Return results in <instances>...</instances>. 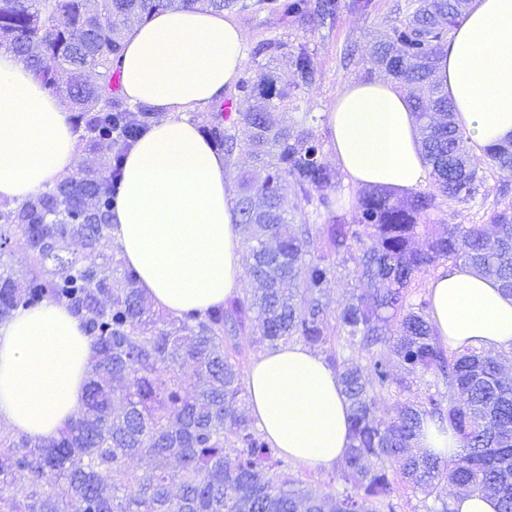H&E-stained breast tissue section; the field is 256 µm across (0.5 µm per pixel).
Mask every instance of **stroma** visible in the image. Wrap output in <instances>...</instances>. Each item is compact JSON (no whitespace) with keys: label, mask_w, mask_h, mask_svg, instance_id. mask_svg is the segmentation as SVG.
I'll return each mask as SVG.
<instances>
[{"label":"stroma","mask_w":512,"mask_h":512,"mask_svg":"<svg viewBox=\"0 0 512 512\" xmlns=\"http://www.w3.org/2000/svg\"><path fill=\"white\" fill-rule=\"evenodd\" d=\"M369 12L340 10L333 24L301 25L282 19L280 13L259 4L258 0H236L229 14L246 36L247 63L262 72L286 80L288 49L303 45L309 50L320 73L316 84L291 87L300 99L303 110L316 118V135L325 136L326 128L320 117L328 111L342 85L352 79L379 80L383 74L363 57L345 62L347 48L365 49L366 45L384 33L392 24L406 17L409 0H372ZM281 39L285 51L269 56L257 54L260 43L269 38Z\"/></svg>","instance_id":"stroma-1"}]
</instances>
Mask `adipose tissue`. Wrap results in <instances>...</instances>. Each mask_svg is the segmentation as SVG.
<instances>
[{"instance_id":"obj_1","label":"adipose tissue","mask_w":512,"mask_h":512,"mask_svg":"<svg viewBox=\"0 0 512 512\" xmlns=\"http://www.w3.org/2000/svg\"><path fill=\"white\" fill-rule=\"evenodd\" d=\"M121 93L165 113L127 154L112 210V243L153 306L203 313L241 294L240 217L224 156L190 120L241 77L246 37L233 18L167 9L123 34ZM435 77L474 152L512 138V0H471ZM327 144L348 183L402 196L431 177L407 96L382 80L346 82L325 112ZM68 114L17 55L0 48V202L32 199L72 173ZM442 347L512 352V296L492 278L442 264L428 283ZM92 341L55 301L0 322V423L57 438L85 403ZM248 407L272 447L329 468L351 444L350 404L335 369L300 343L260 353L246 375Z\"/></svg>"}]
</instances>
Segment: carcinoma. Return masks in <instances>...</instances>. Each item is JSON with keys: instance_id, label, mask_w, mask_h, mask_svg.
<instances>
[{"instance_id": "carcinoma-1", "label": "carcinoma", "mask_w": 512, "mask_h": 512, "mask_svg": "<svg viewBox=\"0 0 512 512\" xmlns=\"http://www.w3.org/2000/svg\"><path fill=\"white\" fill-rule=\"evenodd\" d=\"M232 6L233 0H0V46L66 102L99 164L33 200L0 208V255L17 247L51 264L28 276L0 266V322L20 308L62 302L93 341L85 408L59 437L0 435V512H395L399 482L440 504L427 512H450L442 497L449 485L458 494L490 491L500 512H512V375L491 354L444 350L426 303L413 299L421 278L445 262L493 277L512 294V185L503 182L488 207L478 201L484 171L471 162L453 105L433 79L447 35L466 12L461 0H414L409 15L367 53L412 102L434 190L402 199L365 190L346 218L335 195L336 170L322 161L323 143L307 127L309 113L272 77L257 74L227 97L237 117L224 115L222 102L199 116L224 152L227 175L240 182L236 207L252 287L202 314L166 318L137 288L135 271L115 258L111 183L120 148L158 119L115 90L112 65L123 33L159 10ZM371 6L289 0L282 12L325 24L343 8ZM288 64L295 81L315 82L305 47L289 52ZM288 110L300 112L293 126L277 118ZM242 151L257 162L251 173L237 172L234 156ZM485 154L492 168L512 174V140ZM285 184L326 223L288 212ZM444 199L479 204L484 220L430 233L422 219ZM315 235L324 240L316 256L307 250ZM73 240L81 243L79 257L70 255ZM106 265L116 276L103 274ZM343 273L359 287L335 308L330 284ZM287 283L300 288L292 292ZM332 320L335 341L327 337ZM244 336L255 351L289 342L319 348L336 369L351 408L342 492L290 478L285 457L255 426L239 359ZM395 362L423 391L380 415L381 394L395 384L408 389L406 380L391 378ZM184 365L200 382L194 390L181 381ZM425 417L447 421L461 450L448 458L412 453ZM391 459L399 463L396 477L385 466ZM47 475L54 479L48 490Z\"/></svg>"}]
</instances>
